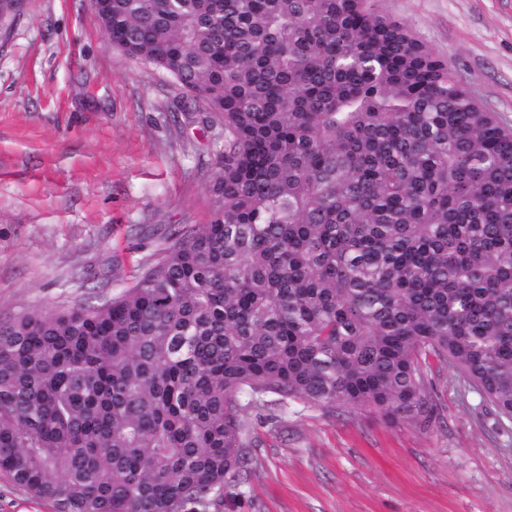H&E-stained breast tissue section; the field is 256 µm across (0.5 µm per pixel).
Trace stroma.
<instances>
[{"instance_id": "stroma-1", "label": "stroma", "mask_w": 512, "mask_h": 512, "mask_svg": "<svg viewBox=\"0 0 512 512\" xmlns=\"http://www.w3.org/2000/svg\"><path fill=\"white\" fill-rule=\"evenodd\" d=\"M512 129V0H376ZM224 125L125 55L88 0H20L0 25V319L99 302L210 219ZM436 417L296 400L251 411L221 512H512V419L431 362Z\"/></svg>"}]
</instances>
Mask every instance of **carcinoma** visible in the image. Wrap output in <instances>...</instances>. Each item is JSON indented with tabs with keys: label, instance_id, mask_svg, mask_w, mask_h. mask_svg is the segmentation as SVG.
I'll use <instances>...</instances> for the list:
<instances>
[{
	"label": "carcinoma",
	"instance_id": "obj_1",
	"mask_svg": "<svg viewBox=\"0 0 512 512\" xmlns=\"http://www.w3.org/2000/svg\"><path fill=\"white\" fill-rule=\"evenodd\" d=\"M224 120L211 216L131 286L0 320V470L55 512H215L247 410L512 419V130L371 0H96Z\"/></svg>",
	"mask_w": 512,
	"mask_h": 512
}]
</instances>
